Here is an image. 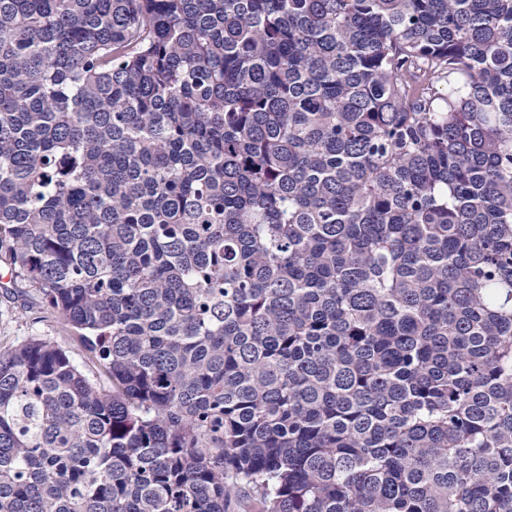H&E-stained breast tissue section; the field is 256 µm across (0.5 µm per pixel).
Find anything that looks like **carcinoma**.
I'll return each instance as SVG.
<instances>
[{"mask_svg":"<svg viewBox=\"0 0 512 512\" xmlns=\"http://www.w3.org/2000/svg\"><path fill=\"white\" fill-rule=\"evenodd\" d=\"M0 512H512V0H0ZM24 298L22 301L7 296L0 287V343L19 342L28 336L49 337L68 348L74 360L83 364V349L67 338L55 313L33 291Z\"/></svg>","mask_w":512,"mask_h":512,"instance_id":"1","label":"carcinoma"}]
</instances>
